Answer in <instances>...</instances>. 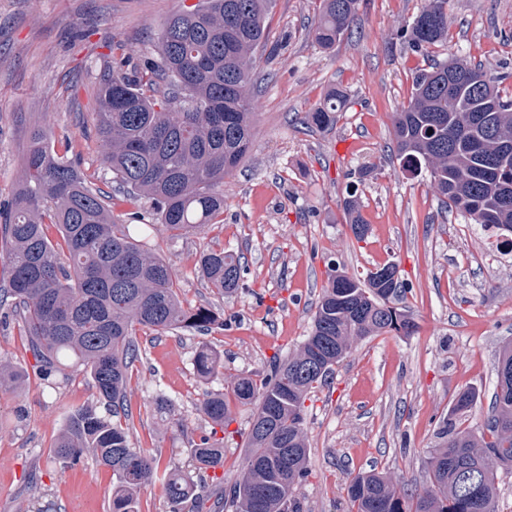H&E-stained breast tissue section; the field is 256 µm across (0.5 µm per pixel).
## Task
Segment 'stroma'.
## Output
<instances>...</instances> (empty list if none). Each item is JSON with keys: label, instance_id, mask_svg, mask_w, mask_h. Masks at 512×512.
<instances>
[{"label": "stroma", "instance_id": "1", "mask_svg": "<svg viewBox=\"0 0 512 512\" xmlns=\"http://www.w3.org/2000/svg\"><path fill=\"white\" fill-rule=\"evenodd\" d=\"M426 0H359L350 30L333 49L309 29L319 0H276L269 38L277 52L257 55L253 148L224 179L220 223L172 235L147 199L112 198L116 221L136 243L168 261L179 298L212 308L223 327L198 335H156L141 328L142 357L130 371L132 440L160 466H188L189 450L210 425L205 392L231 377L266 372L277 353L292 354L308 336L329 264L359 278L396 262L408 285L411 336L384 334L354 344L326 385L306 400L309 474L298 489L303 512H347L346 486L372 469L400 477L414 492L430 484L427 457L456 394L475 390L465 428L481 433L497 382L502 347L512 343V254L489 249L488 235L449 212L427 176L404 172L392 153V119L406 106L413 71L452 58L503 75L512 96V0H449L448 43L420 53L396 32ZM181 0H0V209L14 198L28 138L49 130L59 154L76 158L84 177L110 178L95 129V87L111 59L113 37L130 63L155 57L156 34ZM346 104L335 126L306 123L333 90ZM374 171L359 180L365 166ZM357 185L370 226L365 241L349 229L343 202ZM221 248L238 256L243 286L215 294L197 258ZM224 368L209 381L195 373L199 343ZM0 359L20 374L0 386V512H110L112 472L92 457L72 468L50 458L70 413L93 401L88 376L69 369L38 377L16 317L0 321ZM165 395L171 419L152 401Z\"/></svg>", "mask_w": 512, "mask_h": 512}]
</instances>
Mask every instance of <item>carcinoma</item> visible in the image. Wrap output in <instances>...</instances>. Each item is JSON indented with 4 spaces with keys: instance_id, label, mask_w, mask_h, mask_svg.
I'll list each match as a JSON object with an SVG mask.
<instances>
[{
    "instance_id": "carcinoma-1",
    "label": "carcinoma",
    "mask_w": 512,
    "mask_h": 512,
    "mask_svg": "<svg viewBox=\"0 0 512 512\" xmlns=\"http://www.w3.org/2000/svg\"><path fill=\"white\" fill-rule=\"evenodd\" d=\"M274 0H198L173 13L157 33L158 58L130 71L124 58L98 83L97 132L113 192L152 202L153 214L175 236L212 224L224 214V176L251 148L250 72L267 47L266 20ZM358 0H323L311 28L330 49L350 29ZM399 37L417 52L448 39V0H428ZM482 65L455 59L411 74L407 107L395 113L394 152L403 169L425 171L445 207L470 224L512 235V168L498 169L500 151L512 147V98ZM345 95L336 90L308 114L319 130L336 124ZM433 133H428V130ZM351 232L369 228L357 199L344 201ZM55 227L62 238L47 234ZM128 226L112 219V192L93 186L60 155L44 129L31 134L17 191L0 225L8 247V275L0 280V310L18 314L40 379L72 360L90 377L96 405L70 416L50 449L64 468L84 456L112 471L111 512H140V493L160 483L166 512H302L296 496L308 475L305 400L326 383L359 341L384 333L409 336L416 324L399 306L407 284L347 276L328 267L310 334L292 356L270 359L263 375L238 376L231 394L208 392L200 404L211 424L190 449L193 470L159 469L132 443L126 404L129 372L141 356L136 327L158 334L207 332L219 324L205 307L179 300L169 264L133 242ZM197 265L207 285L236 292L242 266L233 254L208 249ZM194 369L208 380L222 368L206 345ZM253 406L246 432L245 465L214 491L194 476L224 468L234 432L231 403ZM475 393H458L443 420V442L428 457L430 486L412 494L398 477L371 470L347 486L350 512H496L495 480L512 467V345L500 353L497 383L484 431L461 428ZM222 437H217V432Z\"/></svg>"
}]
</instances>
